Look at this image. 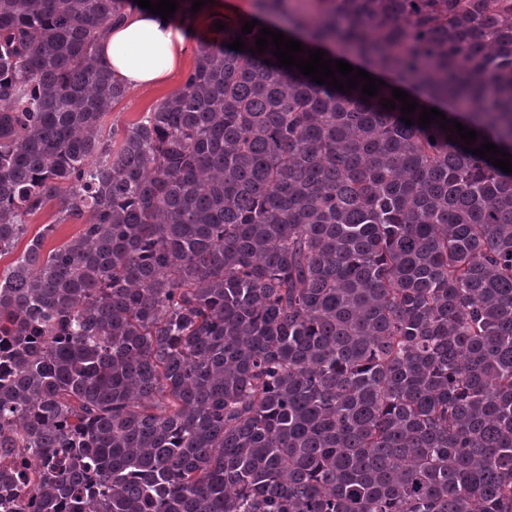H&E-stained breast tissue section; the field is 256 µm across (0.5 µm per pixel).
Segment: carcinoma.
Segmentation results:
<instances>
[{"label": "carcinoma", "instance_id": "carcinoma-1", "mask_svg": "<svg viewBox=\"0 0 512 512\" xmlns=\"http://www.w3.org/2000/svg\"><path fill=\"white\" fill-rule=\"evenodd\" d=\"M131 2L0 0V507L512 512V173L381 106L512 154V0H252L119 135ZM60 205L55 201L49 204L38 215L31 220L30 231L28 237L36 234L46 224H54V230L50 232L47 239V245L53 246L62 243L72 235L80 231V224L73 221H59L58 210Z\"/></svg>", "mask_w": 512, "mask_h": 512}]
</instances>
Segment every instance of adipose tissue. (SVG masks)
<instances>
[{
    "label": "adipose tissue",
    "instance_id": "1",
    "mask_svg": "<svg viewBox=\"0 0 512 512\" xmlns=\"http://www.w3.org/2000/svg\"><path fill=\"white\" fill-rule=\"evenodd\" d=\"M187 31V22L165 20L140 8L112 26L99 45V57L129 86L159 84L179 64Z\"/></svg>",
    "mask_w": 512,
    "mask_h": 512
}]
</instances>
